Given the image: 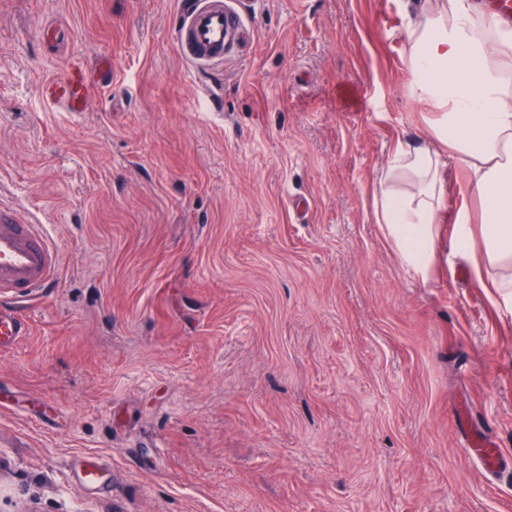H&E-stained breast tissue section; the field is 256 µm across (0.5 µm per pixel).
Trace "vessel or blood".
<instances>
[{
    "label": "vessel or blood",
    "instance_id": "1",
    "mask_svg": "<svg viewBox=\"0 0 512 512\" xmlns=\"http://www.w3.org/2000/svg\"><path fill=\"white\" fill-rule=\"evenodd\" d=\"M245 33V25L230 7V0H188L177 30V44L186 59L199 67L222 61L235 51ZM42 97L68 111H83L93 98L82 67L46 81ZM59 257L52 247L44 225L24 224L0 212V351L12 350L30 333V321L22 314L23 302L40 289L53 285ZM485 469L511 479L512 467L503 469L499 449L484 446L481 437L470 443ZM101 462L98 457L79 459L74 475L85 489H95V476Z\"/></svg>",
    "mask_w": 512,
    "mask_h": 512
}]
</instances>
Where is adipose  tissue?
<instances>
[{"label": "adipose tissue", "mask_w": 512, "mask_h": 512, "mask_svg": "<svg viewBox=\"0 0 512 512\" xmlns=\"http://www.w3.org/2000/svg\"><path fill=\"white\" fill-rule=\"evenodd\" d=\"M400 13L409 95L432 112L430 140L394 145L377 177L375 221L408 267L430 269L446 208L439 148L447 146L483 201L480 233L468 210L455 212L454 245L464 258L480 256L492 287L512 301V22L485 0H426Z\"/></svg>", "instance_id": "ef3b65f1"}]
</instances>
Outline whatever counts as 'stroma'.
Returning <instances> with one entry per match:
<instances>
[{"label": "stroma", "instance_id": "stroma-1", "mask_svg": "<svg viewBox=\"0 0 512 512\" xmlns=\"http://www.w3.org/2000/svg\"><path fill=\"white\" fill-rule=\"evenodd\" d=\"M181 7L0 0V210L60 254L0 353V512H512L466 448L512 455V306L454 224L422 276L372 218L429 134L400 0H241L205 76ZM76 59L97 93L66 112L40 86ZM101 462L98 457L87 456L78 460L74 468V475L85 489L95 490L94 476L100 470Z\"/></svg>", "mask_w": 512, "mask_h": 512}]
</instances>
